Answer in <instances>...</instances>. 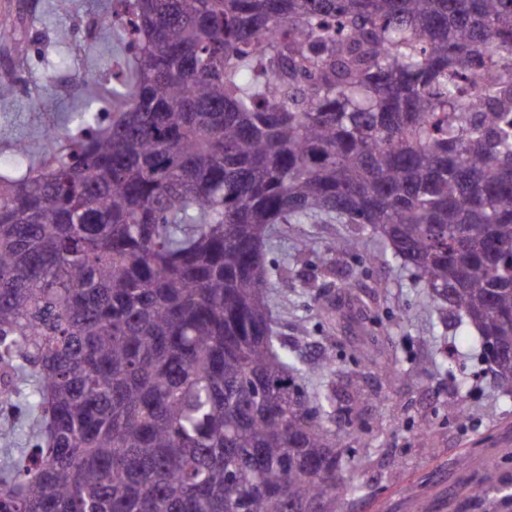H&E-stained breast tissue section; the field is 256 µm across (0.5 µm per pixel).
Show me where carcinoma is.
<instances>
[{"label": "carcinoma", "instance_id": "1", "mask_svg": "<svg viewBox=\"0 0 512 512\" xmlns=\"http://www.w3.org/2000/svg\"><path fill=\"white\" fill-rule=\"evenodd\" d=\"M124 4L109 96L0 174V406L36 439L0 512H348L358 462L284 353L267 246L382 240L512 395V0Z\"/></svg>", "mask_w": 512, "mask_h": 512}]
</instances>
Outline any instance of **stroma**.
<instances>
[{"label": "stroma", "instance_id": "stroma-1", "mask_svg": "<svg viewBox=\"0 0 512 512\" xmlns=\"http://www.w3.org/2000/svg\"><path fill=\"white\" fill-rule=\"evenodd\" d=\"M115 7V0H0V29L17 32L16 41H0V73L21 61L28 80L0 100V173L17 175V140L42 142L44 130L62 128L126 66L113 30H96L86 44L74 33L77 20L96 22ZM62 29L70 38L59 39ZM40 96L53 107L37 109ZM346 231L336 223L281 225L267 264L288 271L269 298L289 354L301 361L305 392L316 394V368L332 356L340 370L330 382L366 394L364 430L342 437L363 486L351 512H512V397L497 391L478 350L463 343L458 318L435 313L412 270L382 241L369 240L356 256L333 254L324 270V246ZM303 238L312 249L301 255L295 246ZM467 371L473 377L462 395L457 384ZM462 404L464 425L456 419ZM490 469L501 482L475 494Z\"/></svg>", "mask_w": 512, "mask_h": 512}]
</instances>
